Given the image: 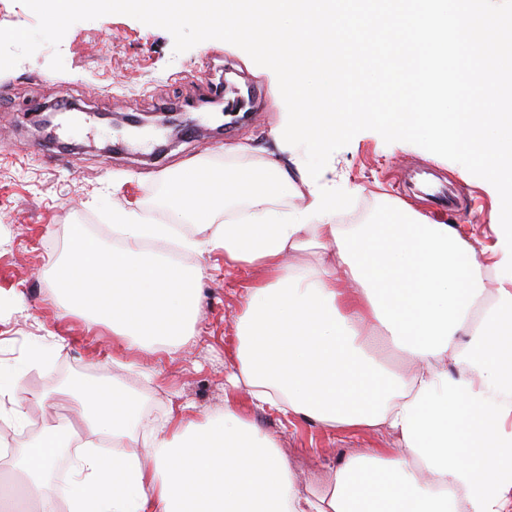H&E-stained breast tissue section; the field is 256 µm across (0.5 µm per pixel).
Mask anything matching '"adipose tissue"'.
I'll return each instance as SVG.
<instances>
[{"mask_svg": "<svg viewBox=\"0 0 512 512\" xmlns=\"http://www.w3.org/2000/svg\"><path fill=\"white\" fill-rule=\"evenodd\" d=\"M300 183L303 208L271 209L272 195ZM241 197L250 220L216 224L218 210ZM170 201L211 230L184 240L185 249L220 252L225 263L257 264L268 274L242 298L227 384L246 388L257 409L335 431L383 429L401 448L349 456L322 488L303 493L274 442L232 404L200 421L184 403L159 421L143 414L131 391L86 380L63 393L117 453L84 452L74 480L58 491L50 474L71 432L45 426L14 462L30 512H512V432L502 426L512 396L488 390L469 363L446 369L464 348L460 336L479 325L470 309L484 301L501 249L484 256L454 225L410 214L395 224L334 223L339 202L319 177L298 181L277 167L219 175L190 166L172 182ZM112 221L123 242L111 248L74 229L56 276L61 312L111 328L121 345L188 335L201 270L143 249L170 225L144 223L133 209ZM316 245L317 264H288V255ZM379 335L409 357V368L391 372L370 354L369 340ZM23 388L21 370L0 369V417L17 425L28 419ZM138 428L141 450L124 452Z\"/></svg>", "mask_w": 512, "mask_h": 512, "instance_id": "obj_1", "label": "adipose tissue"}]
</instances>
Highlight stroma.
Wrapping results in <instances>:
<instances>
[{
	"mask_svg": "<svg viewBox=\"0 0 512 512\" xmlns=\"http://www.w3.org/2000/svg\"><path fill=\"white\" fill-rule=\"evenodd\" d=\"M173 46L165 29L110 14L73 24L59 49L41 47L0 72V367H24L31 404L29 423L14 429L13 445L31 443L46 423L36 398L51 397L78 376L131 390L153 417L186 400L201 417L233 402L274 440L304 485L322 478L323 465L394 447L395 440L368 427L335 432L287 420L254 409L246 392L225 391L240 295L247 279L263 278L262 269L244 274L225 267L223 257L184 253L185 268L204 269L198 334L158 354L113 347L109 329L90 330L84 316L61 315L57 304L56 268L68 257L75 226L107 247L112 210L136 209L152 223L175 224L159 251L168 259L181 251L182 238L209 234L175 219L164 202L179 169L201 163L218 172H264L274 162L293 171L305 162L302 148L285 147L279 137L287 109L272 70L220 40L181 54ZM56 51L60 72L49 67ZM55 102L72 104L69 120L41 128L44 107ZM170 106L182 111V131L162 151L144 152L127 116ZM17 142L30 152H16ZM323 181L343 201L336 223L359 216L388 224L405 204L457 225L466 238L495 241L489 219L499 198L486 180L415 144L360 132L332 154Z\"/></svg>",
	"mask_w": 512,
	"mask_h": 512,
	"instance_id": "stroma-1",
	"label": "stroma"
}]
</instances>
